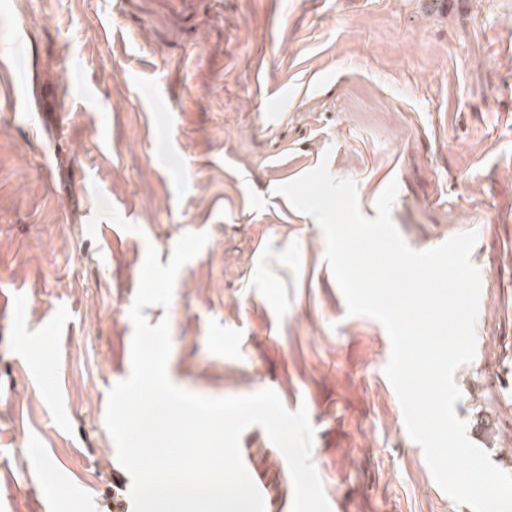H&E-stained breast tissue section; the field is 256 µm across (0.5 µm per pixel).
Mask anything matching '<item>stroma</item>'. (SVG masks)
Instances as JSON below:
<instances>
[{"label":"stroma","mask_w":512,"mask_h":512,"mask_svg":"<svg viewBox=\"0 0 512 512\" xmlns=\"http://www.w3.org/2000/svg\"><path fill=\"white\" fill-rule=\"evenodd\" d=\"M0 50L25 89L0 81V512H109L114 479L131 489L107 396L146 247L168 264L188 232L205 247L143 310L169 322L176 386L306 406L331 512H471L407 435L385 328L348 316L322 228L276 192L323 160L369 218L397 181L412 249L478 225L455 411L512 475V0H0ZM240 450L264 501H292L262 428Z\"/></svg>","instance_id":"stroma-1"}]
</instances>
